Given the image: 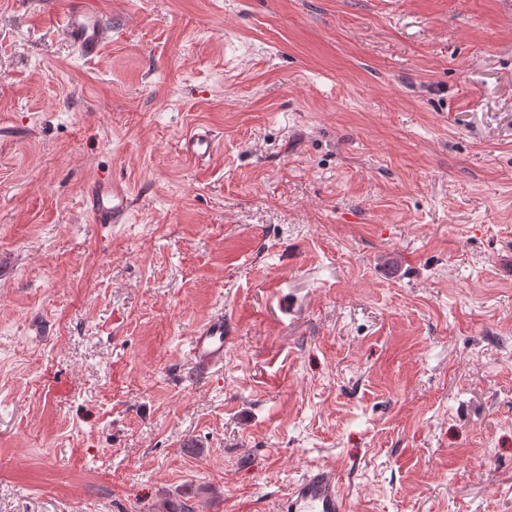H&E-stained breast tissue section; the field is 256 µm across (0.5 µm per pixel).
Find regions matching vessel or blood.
<instances>
[{
  "label": "vessel or blood",
  "mask_w": 512,
  "mask_h": 512,
  "mask_svg": "<svg viewBox=\"0 0 512 512\" xmlns=\"http://www.w3.org/2000/svg\"><path fill=\"white\" fill-rule=\"evenodd\" d=\"M62 28L78 54L85 58L95 56L111 33L106 19L83 2L65 15ZM213 149L208 132H193L184 139V151L192 157L210 156ZM89 199V212L98 224L122 223L131 206L123 185L108 180L93 182ZM190 354L198 370L206 372L223 365V319H210L201 327L190 341ZM280 512H349L338 471L322 466L307 468L288 492Z\"/></svg>",
  "instance_id": "b4317fda"
}]
</instances>
